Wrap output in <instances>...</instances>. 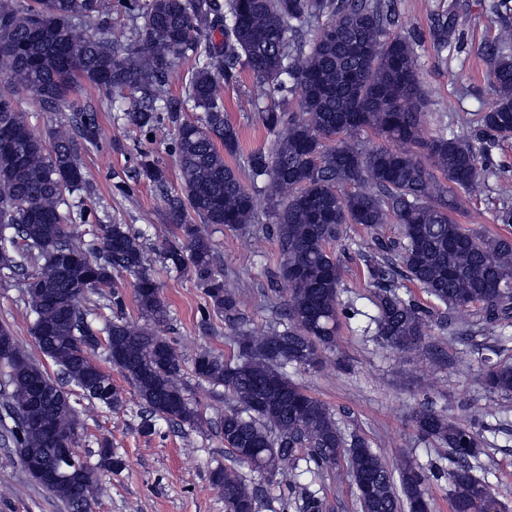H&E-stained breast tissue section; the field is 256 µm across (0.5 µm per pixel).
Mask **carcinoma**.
Wrapping results in <instances>:
<instances>
[{
  "instance_id": "cac0c4a2",
  "label": "carcinoma",
  "mask_w": 512,
  "mask_h": 512,
  "mask_svg": "<svg viewBox=\"0 0 512 512\" xmlns=\"http://www.w3.org/2000/svg\"><path fill=\"white\" fill-rule=\"evenodd\" d=\"M133 29L108 27V37L80 35L77 25L104 13V0H33L26 6L0 4V80L22 85L39 111L51 118L69 107L78 83L111 93L142 94L122 112L126 124L152 137L175 135L181 192L167 196L175 240L164 260L189 271L205 290L214 312L224 317L236 357L196 352L194 373L224 387L234 406L224 412L221 431L231 463L216 470L212 484L224 495L225 512H256V488L241 474L246 467L269 484L305 469L346 474L358 486L366 473L375 480L371 497L356 492L360 512H406L420 487L449 476L453 512L478 507L488 486L471 472L482 451L476 422L448 419L428 404L413 416L419 435L449 449L455 468L406 460L394 467L356 435L345 437L333 412L293 382L287 368L316 370L336 341L340 317L359 314L340 299L341 268L331 246L348 224L375 234L383 224L399 225V237L377 243L366 256L368 283L375 288L376 315L370 320L389 345L419 348L430 312L401 294L411 281L448 307L442 328L464 341L479 334L504 335L512 322V239L465 228L454 213L463 200L485 192L481 152L465 138L442 130L421 138L425 117L418 60L403 38L390 32L391 17L380 0H146ZM322 17L309 41L297 33ZM217 32L218 43L201 42ZM512 28L504 26L484 53L493 60V98L475 113V136L495 143L512 139ZM196 66L183 98L165 94L175 61ZM247 69L265 95L286 92L284 103L263 112L273 134L269 151L248 156L253 187L272 203L271 231L281 262L270 276L273 321L250 326L240 306L242 284L215 269L206 227L243 230L259 223L253 192L225 160L239 152L238 129L224 113L221 80ZM164 102L158 112L154 103ZM200 121L183 118L187 104ZM386 141L368 148L367 132ZM94 144L100 128L92 112H79L69 126H50L46 136L31 130L25 114L0 91V269L23 270L39 260V272L24 279L33 315L34 346L84 394L107 407L123 404L112 377L89 356L93 333L82 301L97 293L121 311L118 279H133L134 298L147 323L118 318L106 325L107 356L133 385L152 417L199 426L202 414L190 406L180 382L183 354L155 326L167 308L145 264L139 238L121 224L105 226L99 245L75 238L73 213L61 210L63 192L86 181L75 138ZM136 176L163 187L166 174L143 156ZM468 312L461 320L457 313ZM13 355L3 363L5 406L16 448H36L56 463L55 449L76 439L79 420L69 393L30 355L11 330L0 326V345ZM490 393H512V364L490 366ZM99 468L118 472L124 461L105 442ZM96 478L74 475L51 493L69 512L91 504ZM298 512H327L326 499L304 490Z\"/></svg>"
}]
</instances>
